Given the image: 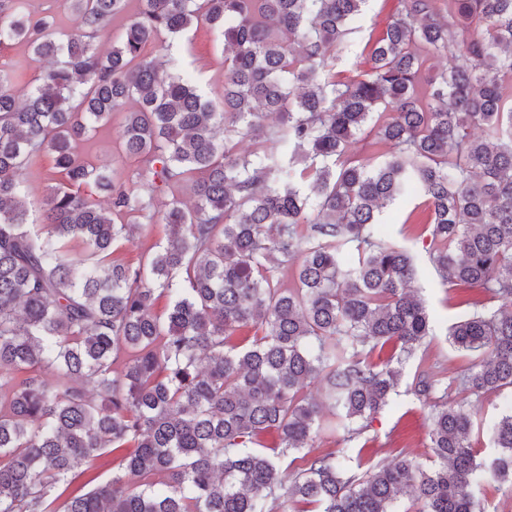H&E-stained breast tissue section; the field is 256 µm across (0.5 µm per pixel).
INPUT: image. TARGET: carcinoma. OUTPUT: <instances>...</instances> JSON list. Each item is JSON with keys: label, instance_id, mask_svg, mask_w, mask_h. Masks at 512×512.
I'll use <instances>...</instances> for the list:
<instances>
[{"label": "carcinoma", "instance_id": "obj_1", "mask_svg": "<svg viewBox=\"0 0 512 512\" xmlns=\"http://www.w3.org/2000/svg\"><path fill=\"white\" fill-rule=\"evenodd\" d=\"M128 2L66 0L65 33L0 0V44H25L27 65L56 59L22 95L17 65H0V512H399L407 493L418 512H481L483 483L512 495V409L488 459L464 398L431 406L433 468L358 474L354 449L317 446L377 415L431 333L414 257L377 222L404 196L425 198L442 284L503 300L449 329L476 353L458 392L512 388V0H400L352 77L336 61L366 0ZM201 25L224 37L219 110L153 54ZM116 112L120 155L138 164L127 178L75 150ZM367 132L388 147L377 164L349 151ZM240 138L256 148L238 154ZM41 154L64 182L33 203L22 176ZM178 186L191 202L157 208ZM156 223L165 243L136 264L114 256ZM439 385L417 373V394ZM325 408L337 422L322 425ZM107 451L111 478L57 492Z\"/></svg>", "mask_w": 512, "mask_h": 512}]
</instances>
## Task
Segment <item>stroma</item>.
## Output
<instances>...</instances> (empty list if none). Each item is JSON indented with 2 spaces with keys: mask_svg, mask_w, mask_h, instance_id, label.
<instances>
[{
  "mask_svg": "<svg viewBox=\"0 0 512 512\" xmlns=\"http://www.w3.org/2000/svg\"><path fill=\"white\" fill-rule=\"evenodd\" d=\"M399 0H369L357 21L359 31L336 62L337 70L353 75L355 68H367L369 41L378 39L386 30ZM178 58L198 90L210 99H218L224 86V56L222 45L204 26L191 29L170 50ZM122 120L114 114L111 122L90 140L80 143L81 157L94 164L132 175L133 161L123 159L116 148V131ZM428 212L422 199L400 200L384 210L383 238L394 245L408 249L416 258L418 275L415 282L433 318V332L427 336L406 366L398 388L388 405L371 422H357V434L347 437L343 430L322 432L319 444L330 452L350 446L361 450V467L370 469L392 461L399 456L415 458L424 466H431L428 432L432 398L417 395L414 376L419 368L433 370L438 376L448 377L466 368L472 356L450 344L448 329L461 317L472 313L477 305H494L491 294L465 287L447 289L431 267L425 251L427 233L423 227Z\"/></svg>",
  "mask_w": 512,
  "mask_h": 512,
  "instance_id": "1",
  "label": "stroma"
}]
</instances>
